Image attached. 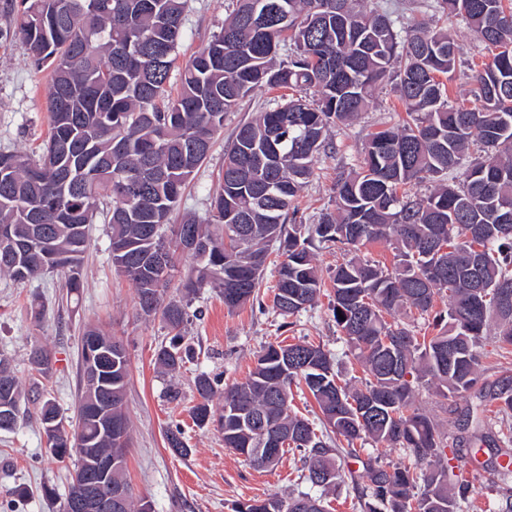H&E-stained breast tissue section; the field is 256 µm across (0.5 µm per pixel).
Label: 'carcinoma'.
I'll use <instances>...</instances> for the list:
<instances>
[{
	"mask_svg": "<svg viewBox=\"0 0 512 512\" xmlns=\"http://www.w3.org/2000/svg\"><path fill=\"white\" fill-rule=\"evenodd\" d=\"M186 0H16L14 33L38 70L50 71L51 131L36 159L0 152V229L31 244L7 256L0 274L24 285L45 272L64 276L68 294L82 288L81 259L90 224L109 199L110 254L118 273L137 288L147 316L161 313L172 333L156 362L178 370L186 298L216 288L234 311L257 297L272 252L277 269L273 308L282 293L315 304L324 287L314 264L315 243L357 249L378 239L395 241L392 268L351 259L330 274L336 326L368 374L365 386L343 384L321 345L269 344L241 382L224 387L214 415L217 381L195 380L199 402L192 414L213 421L232 449L251 466L269 469L284 455L302 452L303 479L317 486L319 471L339 474L335 452L309 420L291 414L293 389H307L323 425L352 446L370 439L399 450L392 467L367 465L360 491L363 512H469L472 485L450 460L473 468L512 464V375L479 383L477 348L496 325L498 342L512 347V307L503 309L497 286L512 285V0H429L436 22L456 17L480 43L481 63L466 75L473 106L448 102L460 48L444 26L428 29L413 18L367 0H235L220 32L176 66ZM178 71L176 93L168 91ZM390 86L405 108L403 124L370 134L357 171H341L332 185L334 209L318 223H297L295 201L316 154L330 148L328 131L365 111L376 87ZM278 91L274 106L244 122L224 146V170L205 220L185 215L162 232L209 157L224 115L252 91ZM301 91L294 98L287 91ZM430 182L426 196L411 191ZM184 232L210 246L178 248ZM194 266L181 297L165 299L178 254ZM479 261L483 293L472 288ZM448 309L435 313L437 332L422 338L389 325L384 314L409 306L432 312L435 298ZM32 369L47 376L52 353L38 347ZM129 374L125 348L112 349L98 386L112 394V416L124 410ZM462 393L480 385V404L467 409L468 436L447 437L415 405L412 380ZM89 384L78 398V426L62 427L56 404L39 408L42 425L61 426L48 443L57 460L81 466L85 450L112 449V484L129 487L124 440L98 432L86 413ZM21 388L10 363L0 358V430L21 419ZM275 436L281 445L258 455ZM487 447L495 459L479 461ZM326 512L322 497L305 493L237 502L232 512Z\"/></svg>",
	"mask_w": 512,
	"mask_h": 512,
	"instance_id": "carcinoma-1",
	"label": "carcinoma"
}]
</instances>
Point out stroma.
<instances>
[{
	"label": "stroma",
	"instance_id": "1",
	"mask_svg": "<svg viewBox=\"0 0 512 512\" xmlns=\"http://www.w3.org/2000/svg\"><path fill=\"white\" fill-rule=\"evenodd\" d=\"M233 0H187L180 60L220 32ZM48 71H36L19 37L0 44V151H21L38 156L48 136ZM273 95L257 90L239 109L229 113L214 147L180 205L181 212L208 218L210 195L224 168V145L238 126L269 107ZM404 112L390 88H377L367 112L349 124L330 130L332 148L313 160L312 174L297 206L304 223H316L331 208V186L338 170L359 165L371 132L394 125ZM109 226L97 214L90 227V242L82 263L83 288L68 295L64 279L47 273L20 286L0 275V356L9 359L22 393L24 417L14 430L0 431V512H53L41 493L43 484L58 490L68 486L72 464L52 460L47 439L30 403L33 390L53 399L64 418H72L80 392V340L85 328L97 327L119 336L129 355L125 410L131 423L128 474L136 497L151 504L152 512H230L234 502L289 497L310 491L298 477L299 458L286 454L274 469H257L225 448L215 424L196 426L191 409L197 402L196 376L205 373L228 385L242 380L255 355L271 342L287 344L306 340L323 345L335 360L341 380L361 386L365 372L341 339L329 311L328 295L315 306L290 318L272 308L274 266H267L257 298L243 308L228 311L216 289L204 288L187 309L184 342L191 357L178 373L157 368L156 350L171 335L161 314L144 315L137 306L135 285L113 267ZM42 316H35V307ZM45 346L55 364L49 377H39L29 363L33 347ZM416 406L432 417L440 429L455 437L466 407L479 401L477 391L443 397L434 389L414 387ZM180 427L188 453L175 455L166 432ZM365 443L356 455L341 454V476L328 496L329 512H360L358 492L367 481L365 464L372 454Z\"/></svg>",
	"mask_w": 512,
	"mask_h": 512
}]
</instances>
